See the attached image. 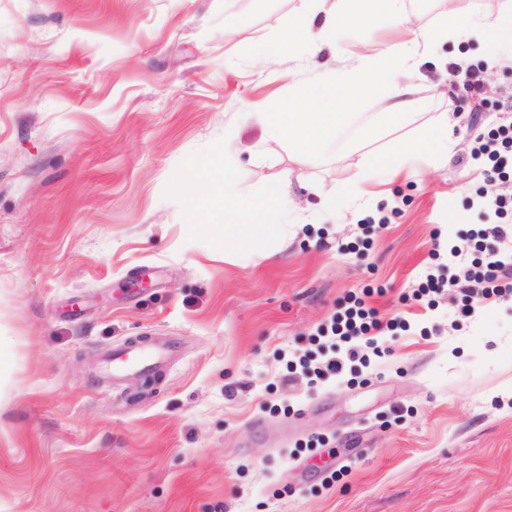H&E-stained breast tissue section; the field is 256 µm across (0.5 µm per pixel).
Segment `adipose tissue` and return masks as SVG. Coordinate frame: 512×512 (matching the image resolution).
<instances>
[{"label":"adipose tissue","instance_id":"1","mask_svg":"<svg viewBox=\"0 0 512 512\" xmlns=\"http://www.w3.org/2000/svg\"><path fill=\"white\" fill-rule=\"evenodd\" d=\"M382 16L400 24L410 21L405 0H299L295 13L281 22L273 53L284 56L301 49L307 55H318L334 46L339 30L369 26ZM463 30L483 39L512 43V10L489 22L451 8L441 15L434 29L417 31L412 40L351 66L327 68L318 82L297 86L275 111L260 113L269 140L296 155L311 156L319 153L337 132L352 125L356 132L350 149L358 154V166L395 177L410 158L447 147V113H439L417 135L393 141L386 150L363 153L359 146L410 118L418 101L406 76L415 66L419 49L446 42L449 36ZM383 91L392 99L387 111L358 121L364 101ZM237 166L238 158L233 154L225 155L220 165L197 163L175 179L174 187L184 197L191 232L221 227L225 241L251 239L255 256L261 258L265 255V241L288 240V225L275 220L285 191L283 186L272 185L259 195L241 196L232 184ZM218 184L223 185V194L215 193Z\"/></svg>","mask_w":512,"mask_h":512}]
</instances>
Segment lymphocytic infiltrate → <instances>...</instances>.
<instances>
[{
	"instance_id": "1",
	"label": "lymphocytic infiltrate",
	"mask_w": 512,
	"mask_h": 512,
	"mask_svg": "<svg viewBox=\"0 0 512 512\" xmlns=\"http://www.w3.org/2000/svg\"><path fill=\"white\" fill-rule=\"evenodd\" d=\"M450 74L461 83L464 94L456 101V111L473 112L487 108L483 96L484 75L479 66H461L450 63ZM471 155L480 162V174L484 182L498 184L499 190L488 193L476 189L474 197L467 200V207L476 209L479 215L489 216L487 226L471 230L465 246L452 247V257L470 260L473 275L480 283L477 290L465 292L461 298L458 315L471 317L474 304L491 295H512V249L505 243L512 236V121L500 123L486 133L478 135ZM398 319L381 320L378 311L360 297H352L347 306L334 313L322 338L335 343L336 348L317 363L311 365L316 378L342 376L350 363L358 360L361 345H373V332L401 328Z\"/></svg>"
}]
</instances>
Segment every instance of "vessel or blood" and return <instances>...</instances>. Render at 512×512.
Here are the masks:
<instances>
[{
	"mask_svg": "<svg viewBox=\"0 0 512 512\" xmlns=\"http://www.w3.org/2000/svg\"><path fill=\"white\" fill-rule=\"evenodd\" d=\"M178 353L175 338L166 336L141 345L130 342L105 355L103 368L113 379L151 376L160 372Z\"/></svg>",
	"mask_w": 512,
	"mask_h": 512,
	"instance_id": "b4317fda",
	"label": "vessel or blood"
}]
</instances>
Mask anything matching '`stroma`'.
<instances>
[{
	"mask_svg": "<svg viewBox=\"0 0 512 512\" xmlns=\"http://www.w3.org/2000/svg\"><path fill=\"white\" fill-rule=\"evenodd\" d=\"M298 0H0V512H512V299L460 319L445 242L478 223L472 140L500 121L448 113L451 44L420 53L422 119L453 145L342 207L363 178L349 133L308 158L258 115L316 80L269 57ZM354 27L343 63L406 39ZM238 153L236 189L284 180L297 225L256 260L193 234L173 177ZM369 249H361V242ZM379 351L345 376L288 367L365 289ZM180 346L155 380L112 381L104 352ZM455 276H450L448 279L435 277L432 273H425L421 276L420 282L416 289L417 297L431 296L433 294H440L444 288H452L456 285Z\"/></svg>",
	"mask_w": 512,
	"mask_h": 512,
	"instance_id": "1",
	"label": "stroma"
}]
</instances>
